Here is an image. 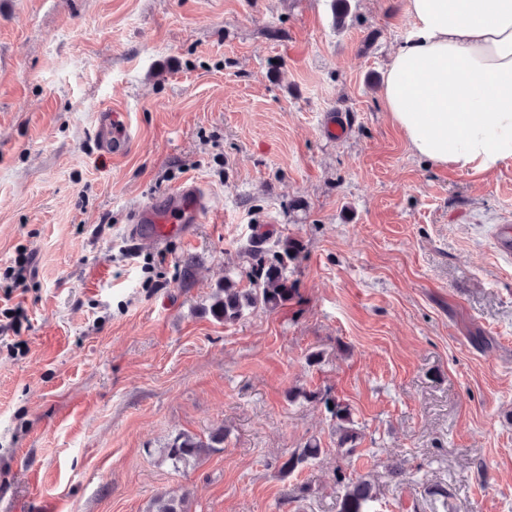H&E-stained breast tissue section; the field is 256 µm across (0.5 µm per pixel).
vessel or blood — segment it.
<instances>
[{
    "mask_svg": "<svg viewBox=\"0 0 512 512\" xmlns=\"http://www.w3.org/2000/svg\"><path fill=\"white\" fill-rule=\"evenodd\" d=\"M96 138L100 151L113 157L124 154L131 144L122 115L109 110L99 115ZM207 203L199 183H183L177 190L167 193L160 205L143 209L130 233L138 241L151 245L171 237L190 238Z\"/></svg>",
    "mask_w": 512,
    "mask_h": 512,
    "instance_id": "b4317fda",
    "label": "vessel or blood"
}]
</instances>
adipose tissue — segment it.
I'll return each mask as SVG.
<instances>
[{"instance_id":"obj_1","label":"adipose tissue","mask_w":512,"mask_h":512,"mask_svg":"<svg viewBox=\"0 0 512 512\" xmlns=\"http://www.w3.org/2000/svg\"><path fill=\"white\" fill-rule=\"evenodd\" d=\"M381 96L412 151L455 171L512 159V0H406Z\"/></svg>"}]
</instances>
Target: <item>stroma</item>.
Returning a JSON list of instances; mask_svg holds the SVG:
<instances>
[{"mask_svg":"<svg viewBox=\"0 0 512 512\" xmlns=\"http://www.w3.org/2000/svg\"><path fill=\"white\" fill-rule=\"evenodd\" d=\"M349 2L340 26L332 0H0V512H338L341 471L376 512H512V160L415 155L380 96L406 0ZM105 107L132 139L111 159ZM191 180L192 238L127 239ZM260 232L299 243L298 296L216 321ZM328 388L362 430L348 459L288 397ZM219 427L223 452L162 461ZM320 442L315 438L307 440L300 448H295L291 452L283 455L278 460L277 473L282 479H288L289 476L312 465L323 454Z\"/></svg>","mask_w":512,"mask_h":512,"instance_id":"stroma-1","label":"stroma"}]
</instances>
